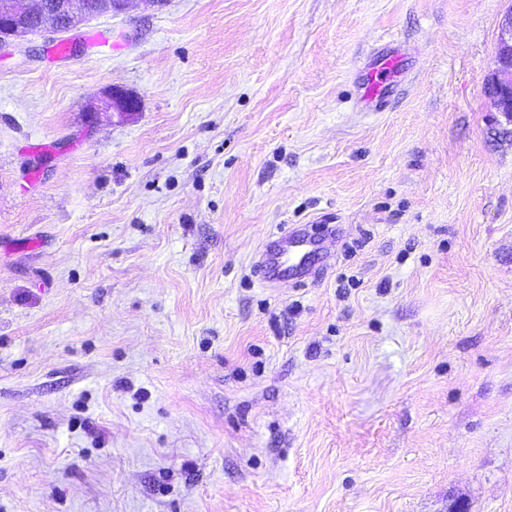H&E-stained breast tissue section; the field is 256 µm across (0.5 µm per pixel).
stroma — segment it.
<instances>
[{
    "label": "stroma",
    "mask_w": 512,
    "mask_h": 512,
    "mask_svg": "<svg viewBox=\"0 0 512 512\" xmlns=\"http://www.w3.org/2000/svg\"><path fill=\"white\" fill-rule=\"evenodd\" d=\"M511 8L131 0L1 48L0 512H512ZM303 223L333 258L265 287ZM496 69L486 83L489 97L506 125H512V8L499 25ZM396 58L397 56L388 57L378 67L372 68L365 75H359V99L363 108L372 112L387 110L394 88L401 81L392 82L399 76ZM101 111L118 112L126 114L127 112H136L140 109V102L136 96L130 94L125 89L118 86L109 87L102 98Z\"/></svg>",
    "instance_id": "1"
}]
</instances>
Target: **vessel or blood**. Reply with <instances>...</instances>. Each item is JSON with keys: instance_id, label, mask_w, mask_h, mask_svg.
<instances>
[{"instance_id": "b4317fda", "label": "vessel or blood", "mask_w": 512, "mask_h": 512, "mask_svg": "<svg viewBox=\"0 0 512 512\" xmlns=\"http://www.w3.org/2000/svg\"><path fill=\"white\" fill-rule=\"evenodd\" d=\"M398 76L395 57L384 59L378 67L358 77L359 99L363 108L373 112L386 111ZM308 254L329 257L324 240L311 236L306 226L298 225L273 236L263 247L256 268L263 282L274 283L312 275Z\"/></svg>"}]
</instances>
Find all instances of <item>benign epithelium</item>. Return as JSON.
<instances>
[{"instance_id":"7a95c632","label":"benign epithelium","mask_w":512,"mask_h":512,"mask_svg":"<svg viewBox=\"0 0 512 512\" xmlns=\"http://www.w3.org/2000/svg\"><path fill=\"white\" fill-rule=\"evenodd\" d=\"M87 18L84 0H55L51 8L44 0H0V48L25 36L28 22L38 29L54 33H68ZM489 97L505 124L512 125V8L506 12L499 25L496 50V69L486 83ZM140 102L136 96L118 86L109 87L102 98V112H137Z\"/></svg>"}]
</instances>
